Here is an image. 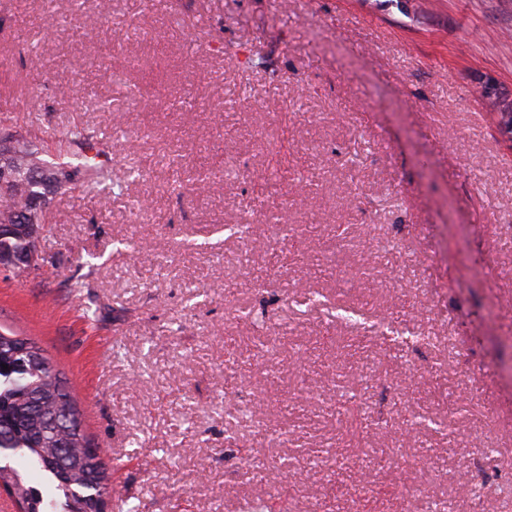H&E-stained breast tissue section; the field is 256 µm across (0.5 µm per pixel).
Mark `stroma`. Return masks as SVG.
<instances>
[{"label": "stroma", "mask_w": 512, "mask_h": 512, "mask_svg": "<svg viewBox=\"0 0 512 512\" xmlns=\"http://www.w3.org/2000/svg\"><path fill=\"white\" fill-rule=\"evenodd\" d=\"M486 83L512 94V0H0V133L144 172L54 195L37 266L0 267L105 512H512Z\"/></svg>", "instance_id": "obj_1"}]
</instances>
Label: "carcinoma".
Returning <instances> with one entry per match:
<instances>
[{
	"label": "carcinoma",
	"mask_w": 512,
	"mask_h": 512,
	"mask_svg": "<svg viewBox=\"0 0 512 512\" xmlns=\"http://www.w3.org/2000/svg\"><path fill=\"white\" fill-rule=\"evenodd\" d=\"M14 141L15 177L0 186V255L26 256L33 248L31 227L45 223V211L31 207L35 193L48 197L71 187L104 198L112 193V167L84 130L67 141L77 151L68 161H50L26 135ZM38 168L43 185L25 173ZM8 369H3V366ZM0 483L25 504L26 512H102L112 495L106 462L91 450L74 396L44 350L33 340L0 331ZM43 481V489L31 485Z\"/></svg>",
	"instance_id": "obj_1"
}]
</instances>
